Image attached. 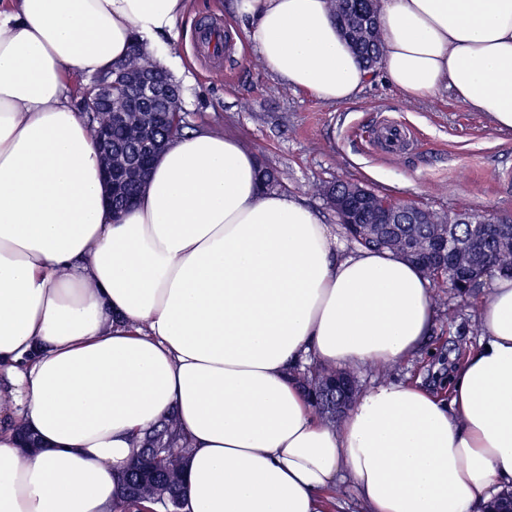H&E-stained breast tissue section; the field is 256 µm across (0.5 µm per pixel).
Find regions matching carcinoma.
I'll return each instance as SVG.
<instances>
[{"mask_svg":"<svg viewBox=\"0 0 512 512\" xmlns=\"http://www.w3.org/2000/svg\"><path fill=\"white\" fill-rule=\"evenodd\" d=\"M329 7L339 28L351 32V48L367 66H376L383 32L378 24L371 29L363 25L361 13L368 10L366 0H329ZM125 70L157 73L170 85L176 96H181L180 86L148 53L138 47L134 48L123 67L112 70V111L95 112L88 116L87 123L94 135L102 126L112 124V155L118 166L138 152L142 138L137 113L149 111L147 106H132L135 92L124 80ZM113 111L125 112L127 117L119 122L113 121ZM169 112L167 132H156L161 140L166 136L176 137L183 128L181 103L172 105ZM142 187L143 183L131 181L121 191L112 194V214L115 218H120L128 200L135 199ZM468 218V224H453L456 234L467 246L457 264L448 267L444 274V280L454 285L456 297L462 300L471 297L481 287L486 266H492L495 272L512 274V226L504 223L512 216L505 217L491 209L474 212ZM452 221L454 218L451 216L430 210L428 223L387 225L374 238L362 235L354 225L345 224L343 229L351 241L366 249L386 250L407 259L410 253L430 247L433 239L446 232L447 224H452ZM492 221H498L500 225L494 227L490 225ZM432 303L437 310L448 313V321L452 322L457 317V306L450 302L444 292L434 293ZM336 375L338 372L332 368L315 366L312 371L299 376V382L307 391L316 413L334 424L338 423L333 394ZM188 448L189 444L173 418L147 432L143 438L142 455L133 463L126 477L128 498L154 505L163 499L183 502V459Z\"/></svg>","mask_w":512,"mask_h":512,"instance_id":"cac0c4a2","label":"carcinoma"}]
</instances>
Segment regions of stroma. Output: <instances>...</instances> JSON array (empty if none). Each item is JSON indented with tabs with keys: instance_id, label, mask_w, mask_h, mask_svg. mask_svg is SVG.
I'll return each mask as SVG.
<instances>
[{
	"instance_id": "1",
	"label": "stroma",
	"mask_w": 512,
	"mask_h": 512,
	"mask_svg": "<svg viewBox=\"0 0 512 512\" xmlns=\"http://www.w3.org/2000/svg\"><path fill=\"white\" fill-rule=\"evenodd\" d=\"M235 0H191L170 40L169 70L183 89L186 131L233 134L259 162L274 169L286 192L313 208L324 223L334 212L314 186L347 179L376 193L442 214L462 215L487 206L512 212V132L495 130L448 91L406 99L377 77L353 100L328 104L312 93L286 88L259 63L250 41H235ZM386 121L408 134L404 150L386 152L376 141ZM476 300L462 304L456 321L438 314L428 350L392 369V381L438 386L458 352L477 343Z\"/></svg>"
}]
</instances>
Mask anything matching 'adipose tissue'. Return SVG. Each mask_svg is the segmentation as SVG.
I'll list each match as a JSON object with an SVG mask.
<instances>
[{
    "label": "adipose tissue",
    "mask_w": 512,
    "mask_h": 512,
    "mask_svg": "<svg viewBox=\"0 0 512 512\" xmlns=\"http://www.w3.org/2000/svg\"><path fill=\"white\" fill-rule=\"evenodd\" d=\"M190 0L0 7V512H151L125 498L140 438L190 444L183 512H489L512 491V276L447 390L381 382L322 423L297 365L385 372L436 310L400 255L346 251L298 196L263 190L239 138H174L113 219L64 72L175 37ZM265 66L328 103L370 82L327 0H238ZM381 70L512 131V0H380Z\"/></svg>",
    "instance_id": "obj_1"
}]
</instances>
